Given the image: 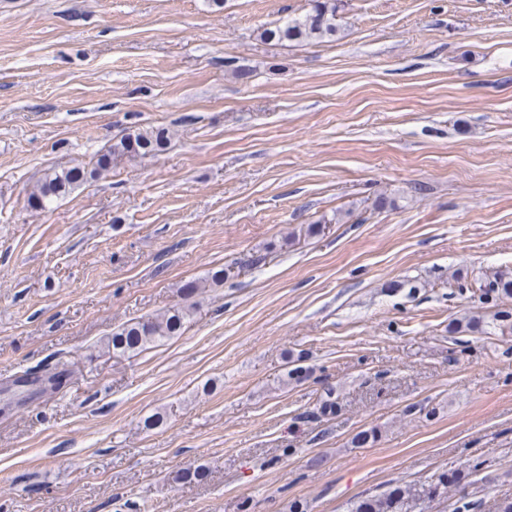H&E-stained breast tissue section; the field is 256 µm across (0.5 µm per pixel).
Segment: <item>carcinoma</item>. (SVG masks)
I'll list each match as a JSON object with an SVG mask.
<instances>
[{"label":"carcinoma","mask_w":512,"mask_h":512,"mask_svg":"<svg viewBox=\"0 0 512 512\" xmlns=\"http://www.w3.org/2000/svg\"><path fill=\"white\" fill-rule=\"evenodd\" d=\"M335 32L334 0H312V8L303 18L268 27L262 31L261 37L277 41H308ZM166 140L163 128L133 130L121 136L108 152L98 156L96 170L100 173L107 171L114 156L134 157L156 153L165 146ZM87 176L88 171L79 165L48 171L30 193V207L37 211L47 209L52 199L74 191L87 181ZM226 275L227 270L219 268L209 272L203 280L189 281L184 285L185 295L192 296L208 285L219 286L224 283ZM475 284L481 291L480 303L492 308V312L482 318L464 316L454 319L448 324V333L512 335V308L502 306L503 300L512 298V271L498 269L485 273L475 280ZM194 313V305L188 304L174 307L156 317L128 321L112 333L107 348L119 355L141 353L166 339L182 335ZM300 361V357L288 360V380L299 383L310 376V368L300 365ZM483 465L484 462L476 458L468 461L462 472L452 476L440 473L423 482L395 481L385 490L369 493L355 501L349 512H426L425 504L441 499L447 502L442 512H474L475 505L484 502L479 493L485 491V488L477 480ZM463 481L473 490H464L455 498L448 496V489L461 485Z\"/></svg>","instance_id":"obj_1"}]
</instances>
